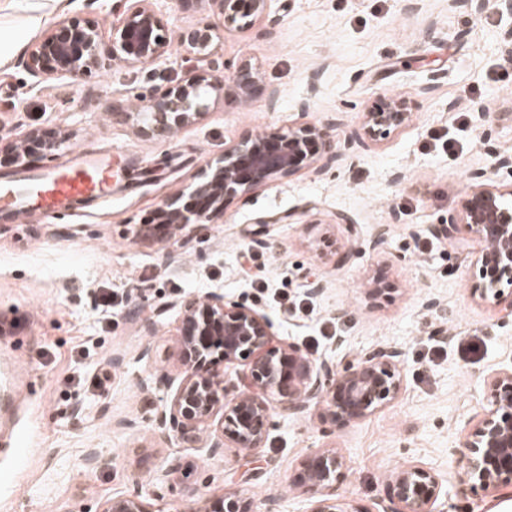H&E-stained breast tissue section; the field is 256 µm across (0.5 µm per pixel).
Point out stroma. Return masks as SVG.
<instances>
[{
  "label": "stroma",
  "mask_w": 512,
  "mask_h": 512,
  "mask_svg": "<svg viewBox=\"0 0 512 512\" xmlns=\"http://www.w3.org/2000/svg\"><path fill=\"white\" fill-rule=\"evenodd\" d=\"M169 47L163 62L128 66L103 56L79 79L32 78L26 49L66 17L110 33L125 0H0V171L74 165L112 152L122 181L106 201L17 223L0 214V512H99L138 494L152 512H185L189 496L242 490L254 512H310L301 464L333 448L348 468L337 497L352 512H385L395 468H433V512H493L512 489L460 485L452 454L479 410L485 375L512 366V315L473 301L474 256L431 225L455 216L474 173L512 185V0H270L261 22L222 32L211 58L186 60L179 32L221 25L216 0H154ZM223 64L258 71L245 99L212 95L209 109L170 138L138 135L129 112ZM405 101L409 123L372 141L361 116ZM493 111L491 121L473 102ZM303 123L326 125L336 157L322 174L275 176L224 202L223 220L190 243L144 240L164 202L188 192L204 166L241 138ZM69 133L59 150L10 165L32 131ZM457 141L449 156L440 137ZM344 214L348 223H336ZM272 218L266 244L251 240ZM258 268L265 288L245 270ZM321 281L322 292L311 290ZM219 290L265 312L277 336L309 357L342 362L384 346L401 351L397 400L347 425L318 408L272 413L263 448L246 454L209 435L156 444L152 419L171 398L180 303ZM304 297L299 315L281 294ZM457 336L480 354L462 358ZM110 457L92 470L87 449Z\"/></svg>",
  "instance_id": "obj_1"
}]
</instances>
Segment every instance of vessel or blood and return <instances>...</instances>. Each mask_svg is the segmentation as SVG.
Listing matches in <instances>:
<instances>
[{"mask_svg": "<svg viewBox=\"0 0 512 512\" xmlns=\"http://www.w3.org/2000/svg\"><path fill=\"white\" fill-rule=\"evenodd\" d=\"M120 168L111 155L81 157L71 168H58L28 178L24 187L0 186V212L25 219L56 215L79 202L111 197Z\"/></svg>", "mask_w": 512, "mask_h": 512, "instance_id": "b4317fda", "label": "vessel or blood"}]
</instances>
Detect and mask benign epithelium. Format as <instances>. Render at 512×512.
<instances>
[{"label": "benign epithelium", "mask_w": 512, "mask_h": 512, "mask_svg": "<svg viewBox=\"0 0 512 512\" xmlns=\"http://www.w3.org/2000/svg\"><path fill=\"white\" fill-rule=\"evenodd\" d=\"M121 22L112 26V60L136 66L158 61L167 47L163 26L153 0H128ZM224 29L253 26L266 14L268 0H219ZM103 32L88 19L67 18L50 26L31 44L24 66L31 76L44 72L76 79L101 63ZM213 26L197 24L184 28L179 42L185 53L207 57L215 48ZM259 78L248 73L239 80L223 74L180 84L150 99L145 111L130 115L139 135L166 136L193 124L208 109L211 93L238 95ZM405 104L386 99L363 113L364 135L376 140L404 126L410 120ZM29 139L48 152L69 141L59 132L45 139L34 131ZM332 147L326 128L315 123L290 127L288 131H267L249 135L224 149V155L209 163L191 187L189 200L183 195L166 203L165 220L150 226V239L176 236L188 240L199 224H215L224 216V201L247 194L279 174L303 168L319 174L317 146ZM512 186L504 188L481 175L458 212L457 219L439 224L433 233L454 241L461 248H476V269L470 288L472 298L504 305L512 311ZM179 341L174 356L179 373L168 404L154 418L157 437L168 442L172 436H187L218 423L220 435L212 443L252 453L263 447L274 409L288 415L321 406L332 420L356 423L394 401L402 387L400 353L378 347L336 365L327 359L308 357L298 346L276 338L273 324L261 312L224 293L213 291L201 299L187 296L181 302ZM245 362L238 391L230 393L219 362ZM481 411L455 451L458 477L472 490H494L512 486V367L484 378ZM347 466L334 449H320L302 463L303 487L312 499L311 512H350L336 498V482ZM388 512H432L441 491L438 475L423 465H406L389 477ZM101 512H150L140 495L106 500ZM188 512H253L237 491L226 490L211 510Z\"/></svg>", "instance_id": "obj_1"}]
</instances>
